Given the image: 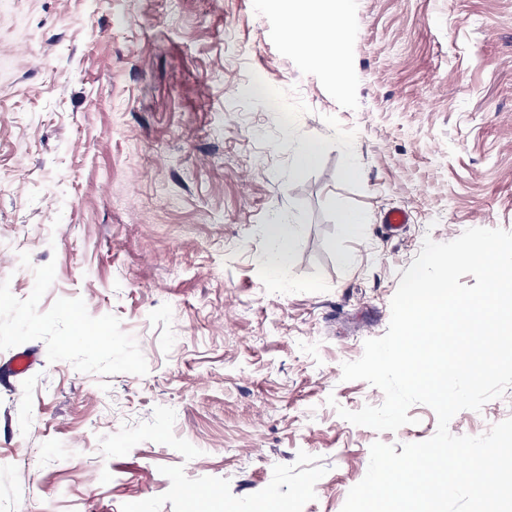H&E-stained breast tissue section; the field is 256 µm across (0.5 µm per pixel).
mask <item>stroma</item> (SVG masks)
<instances>
[{
  "mask_svg": "<svg viewBox=\"0 0 512 512\" xmlns=\"http://www.w3.org/2000/svg\"><path fill=\"white\" fill-rule=\"evenodd\" d=\"M342 20L313 61L261 0H0V512H342L372 443L435 434L341 418L384 399L342 364L424 238L512 231V0ZM265 233L270 242L266 260L269 273L277 275L286 270L292 253L290 225L281 220L266 224Z\"/></svg>",
  "mask_w": 512,
  "mask_h": 512,
  "instance_id": "35a3bbf8",
  "label": "stroma"
}]
</instances>
